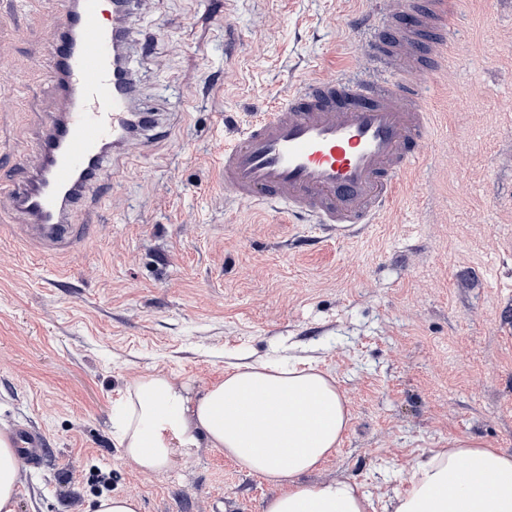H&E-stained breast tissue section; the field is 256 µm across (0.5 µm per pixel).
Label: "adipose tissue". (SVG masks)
<instances>
[{
  "instance_id": "1",
  "label": "adipose tissue",
  "mask_w": 512,
  "mask_h": 512,
  "mask_svg": "<svg viewBox=\"0 0 512 512\" xmlns=\"http://www.w3.org/2000/svg\"><path fill=\"white\" fill-rule=\"evenodd\" d=\"M350 422L331 372L277 359L235 366L202 396L160 373L137 376L113 417L125 461L169 468L208 446L277 487L263 512H372L370 496L346 480L311 483L341 445ZM18 456L0 429V512H15ZM393 512H512V454L470 439L450 440L417 462L397 489Z\"/></svg>"
}]
</instances>
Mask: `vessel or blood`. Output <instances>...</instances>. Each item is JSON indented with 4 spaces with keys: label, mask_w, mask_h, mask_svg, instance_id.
I'll list each match as a JSON object with an SVG mask.
<instances>
[{
    "label": "vessel or blood",
    "mask_w": 512,
    "mask_h": 512,
    "mask_svg": "<svg viewBox=\"0 0 512 512\" xmlns=\"http://www.w3.org/2000/svg\"><path fill=\"white\" fill-rule=\"evenodd\" d=\"M49 3L63 33L48 54L65 111L49 118L35 161L0 177V192L32 218L39 238L60 246L70 235L69 210L97 182L108 153L132 144L151 116L118 60L133 0L106 14L101 0ZM456 5L384 0L358 19L370 31L380 77H318L253 113L246 129L224 143L225 193L284 211L295 224L347 232L380 223L430 140L425 81L448 57ZM16 439L30 466H39L42 434L22 428Z\"/></svg>",
    "instance_id": "obj_1"
}]
</instances>
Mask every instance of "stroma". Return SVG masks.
Listing matches in <instances>:
<instances>
[{
    "mask_svg": "<svg viewBox=\"0 0 512 512\" xmlns=\"http://www.w3.org/2000/svg\"><path fill=\"white\" fill-rule=\"evenodd\" d=\"M365 0H148L126 57L162 133L112 154L46 245L0 193V424L40 431L15 512H89L130 493L141 512H261L274 486L202 447L167 470L124 462L112 409L162 373L191 394L279 350L330 371L351 420L314 473L389 506L411 468L454 438L512 453V0H460L421 172L383 224H326L230 205L224 118L367 68ZM44 0H0V173L31 157L59 103Z\"/></svg>",
    "mask_w": 512,
    "mask_h": 512,
    "instance_id": "1",
    "label": "stroma"
}]
</instances>
